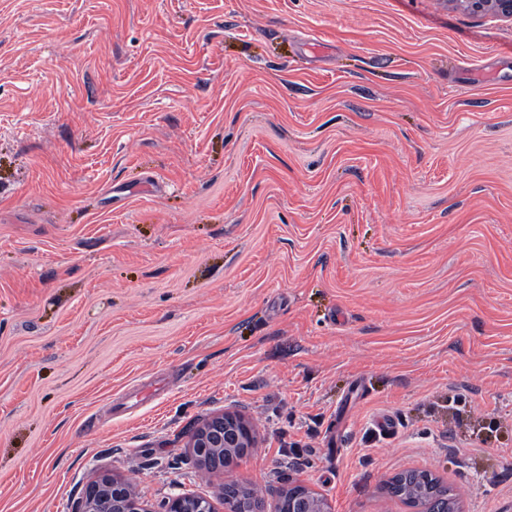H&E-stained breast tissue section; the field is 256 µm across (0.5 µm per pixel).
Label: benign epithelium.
Listing matches in <instances>:
<instances>
[{"instance_id": "1", "label": "benign epithelium", "mask_w": 512, "mask_h": 512, "mask_svg": "<svg viewBox=\"0 0 512 512\" xmlns=\"http://www.w3.org/2000/svg\"><path fill=\"white\" fill-rule=\"evenodd\" d=\"M472 13L491 14L512 20V0H448ZM253 425L235 410H224L210 416L190 434L188 447L198 461L209 459L216 448L231 451L255 447ZM288 512H327L322 498L303 484H289ZM76 512H149L137 494L108 471L89 480L78 502Z\"/></svg>"}]
</instances>
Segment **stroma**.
Instances as JSON below:
<instances>
[{"label":"stroma","mask_w":512,"mask_h":512,"mask_svg":"<svg viewBox=\"0 0 512 512\" xmlns=\"http://www.w3.org/2000/svg\"><path fill=\"white\" fill-rule=\"evenodd\" d=\"M241 412L224 478L188 433ZM512 512V21L448 0H0V512ZM103 487L111 493L117 492L121 500H112V494L104 495ZM76 512H149L141 504L137 494L125 487L123 482L115 478L108 471L99 472L93 479H90L83 490L82 497L78 502ZM391 493L404 496L411 503L416 504L417 498L421 495L447 496L445 498L432 497L428 500L419 501L422 512H447L448 509H455L456 493L454 490L440 484L438 480L425 472L411 471L396 477L390 484ZM284 495H288V511L283 510L284 502L281 501L279 512H327L323 499L303 484L291 482Z\"/></svg>","instance_id":"35a3bbf8"}]
</instances>
